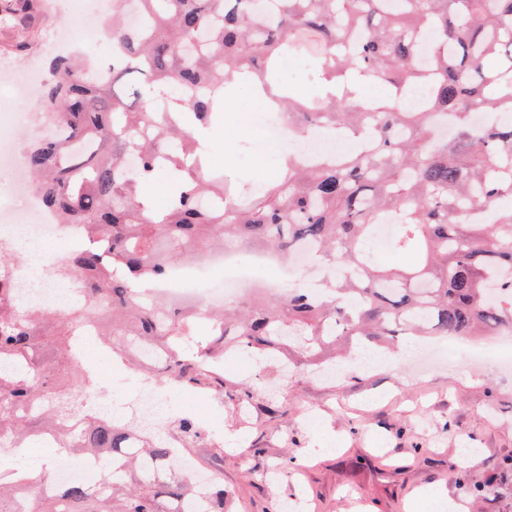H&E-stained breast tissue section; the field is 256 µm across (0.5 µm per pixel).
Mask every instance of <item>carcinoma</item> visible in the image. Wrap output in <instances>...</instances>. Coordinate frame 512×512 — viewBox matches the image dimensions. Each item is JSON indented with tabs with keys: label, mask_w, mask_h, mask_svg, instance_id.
I'll list each match as a JSON object with an SVG mask.
<instances>
[{
	"label": "carcinoma",
	"mask_w": 512,
	"mask_h": 512,
	"mask_svg": "<svg viewBox=\"0 0 512 512\" xmlns=\"http://www.w3.org/2000/svg\"><path fill=\"white\" fill-rule=\"evenodd\" d=\"M148 23L105 22L110 78L91 56L53 61L42 100L65 131L35 142L27 156L44 211L75 224L85 245L66 270L81 298L64 313L20 309L0 246V447L43 430L65 449L94 458L90 481L39 492L42 469L0 472V512H224V488L206 490L171 472L180 449L156 436L134 444L121 425L81 402L77 337L89 323L109 354L160 366L158 379L251 406L253 393L224 380L228 351L321 368L342 340L358 350L423 336L466 340L483 329L512 330V0H138ZM305 54L324 77L351 70L387 82L393 103L378 108L338 94L288 97V136L350 127L348 152L286 155V169L250 190L207 168L195 128L220 116L235 79L282 76ZM164 173L175 176L169 207L142 201ZM395 224L405 269H379L369 244ZM216 236L264 243L287 256L312 244V257L348 276L322 289L293 288L255 303L230 325L210 312L182 317L142 289L173 262ZM182 446L201 441L189 413L177 420Z\"/></svg>",
	"instance_id": "cac0c4a2"
}]
</instances>
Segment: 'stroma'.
<instances>
[{"instance_id": "1", "label": "stroma", "mask_w": 512, "mask_h": 512, "mask_svg": "<svg viewBox=\"0 0 512 512\" xmlns=\"http://www.w3.org/2000/svg\"><path fill=\"white\" fill-rule=\"evenodd\" d=\"M68 8V0H0V61L20 67L44 56ZM255 106L246 85L225 98L222 117L206 131L208 165L262 184L274 177L279 154L256 150L263 126L240 123ZM438 345L444 360L428 369L405 360L326 381L307 369L284 379L246 353L226 354L225 376L260 401L277 391L284 412L269 418L253 409L242 424L221 400L197 396L192 412L204 445L189 454L223 484L229 512H277L280 502L300 500L309 503L304 512H443L441 491L469 512H512V471L500 467L512 457V374L468 363L454 340ZM77 365L85 389L111 396L113 418L133 421L125 366L95 345ZM215 440L226 447L220 462L210 459ZM466 448L478 458L463 467ZM271 473L277 483L268 482ZM463 474L474 484L494 479V493L473 499L458 486Z\"/></svg>"}]
</instances>
